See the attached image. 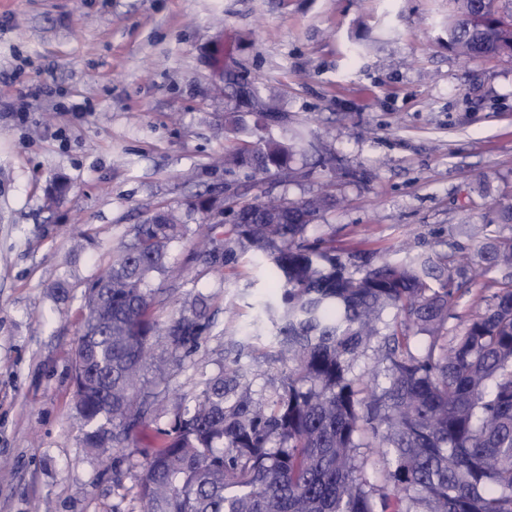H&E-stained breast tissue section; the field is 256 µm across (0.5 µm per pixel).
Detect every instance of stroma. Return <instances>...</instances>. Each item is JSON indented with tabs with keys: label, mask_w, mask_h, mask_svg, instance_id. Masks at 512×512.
I'll return each mask as SVG.
<instances>
[{
	"label": "stroma",
	"mask_w": 512,
	"mask_h": 512,
	"mask_svg": "<svg viewBox=\"0 0 512 512\" xmlns=\"http://www.w3.org/2000/svg\"><path fill=\"white\" fill-rule=\"evenodd\" d=\"M447 20L448 0H0V512L134 508L129 451L163 438L139 424L101 459L72 363L89 284L157 208L189 226L153 280L176 291L158 318L211 298L210 337L171 362L172 393L217 373L225 336L273 299L261 258L221 273L191 260L200 196L329 193L309 238L468 258L479 278L456 311L485 308L508 276L488 254L512 237V56H459ZM258 112L267 136L314 142L291 173L216 165L248 142L225 124ZM57 179L68 191L52 200ZM248 360L252 397L270 394L279 363L262 342Z\"/></svg>",
	"instance_id": "stroma-1"
}]
</instances>
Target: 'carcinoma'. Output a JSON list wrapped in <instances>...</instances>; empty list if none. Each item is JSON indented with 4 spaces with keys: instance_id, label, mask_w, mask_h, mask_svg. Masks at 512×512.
<instances>
[{
    "instance_id": "obj_1",
    "label": "carcinoma",
    "mask_w": 512,
    "mask_h": 512,
    "mask_svg": "<svg viewBox=\"0 0 512 512\" xmlns=\"http://www.w3.org/2000/svg\"><path fill=\"white\" fill-rule=\"evenodd\" d=\"M448 44L467 58L512 55V0H448ZM304 148L255 135L224 154V166L257 174L286 169ZM329 205L255 199L251 224H216L204 201L194 207L210 231L193 259L208 269L238 268L243 256L269 264L277 302L264 313L282 380L267 398L249 393L241 362L251 348L225 337L220 371L165 400L141 394L140 372L162 384L168 354L196 352L210 329L208 298L196 295L179 316H154L170 246L186 225L169 209L134 228L88 288L74 376L99 389L78 411L86 443L112 428L111 447L138 423H162L166 445L141 452L139 512H512V280L493 303L463 319L454 313L448 263L404 251H354L310 242L306 229ZM494 265L512 269V240L494 247ZM396 311L384 322L383 312ZM458 325L448 329V320ZM386 383L354 371L373 346ZM378 449L372 473L361 449Z\"/></svg>"
}]
</instances>
